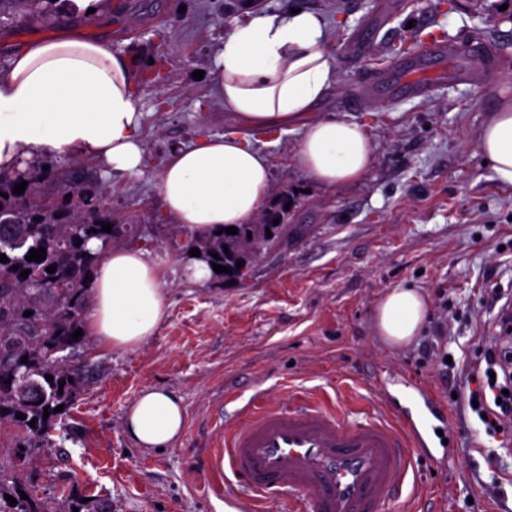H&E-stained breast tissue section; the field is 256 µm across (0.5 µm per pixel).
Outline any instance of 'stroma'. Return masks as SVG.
I'll use <instances>...</instances> for the list:
<instances>
[{
	"mask_svg": "<svg viewBox=\"0 0 512 512\" xmlns=\"http://www.w3.org/2000/svg\"><path fill=\"white\" fill-rule=\"evenodd\" d=\"M497 0H101L93 17L55 16L0 25V72L29 42L75 32L107 42L127 57L161 58L159 77L139 80L140 173H118L88 158L59 155L109 190L116 216L138 227L130 242L161 261L167 314L153 336L126 349L90 342L88 380L46 441L29 450L22 433L0 424V474L20 476L35 501L73 506L104 500L112 512H225L214 489V456L237 403L263 389L289 405L292 396L327 395L349 413H385L382 394L399 396L404 379L442 407L431 454L415 473L428 492L426 512H512V430L489 435L468 405L476 384L468 364L493 290L512 292V185L500 183L479 149L481 130L500 91L512 94V14ZM304 8L329 30L337 82L318 107L322 117L366 130L373 164L360 181L328 190L297 163L301 128L256 133L270 158L271 196L289 193L288 221L301 232L267 250L244 279L195 281L171 220L159 176L173 149L231 130L214 91V50L245 13ZM441 41H479L493 56L491 81L429 83L424 94H384L380 78L397 59ZM203 71L195 79L194 71ZM420 289L428 318L420 336L392 346L375 331L383 294ZM450 354L453 384L442 378ZM181 398L186 423L173 447H136L123 418L146 387ZM456 395H449V388Z\"/></svg>",
	"mask_w": 512,
	"mask_h": 512,
	"instance_id": "obj_1",
	"label": "stroma"
}]
</instances>
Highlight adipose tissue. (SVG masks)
Instances as JSON below:
<instances>
[{"mask_svg": "<svg viewBox=\"0 0 512 512\" xmlns=\"http://www.w3.org/2000/svg\"><path fill=\"white\" fill-rule=\"evenodd\" d=\"M214 65L217 94L236 128L172 151L160 175V193L173 223L201 232L253 223L271 187L269 157L251 141L256 131L303 127L298 162L323 187L353 183L368 173L373 147L364 128L316 114L337 79L321 14L303 9L235 21ZM135 84L126 56L78 33L18 52L0 73V170L34 158L73 155L118 172H140ZM479 146L498 181L512 185L511 97H502L491 112ZM162 278L160 262L142 251L103 252L84 319L87 334L112 349L153 335L168 307ZM426 313L418 290L389 289L376 307L377 334L391 345L409 343ZM184 425L180 399L156 387L144 388L124 419L128 436L145 449L172 447Z\"/></svg>", "mask_w": 512, "mask_h": 512, "instance_id": "ef3b65f1", "label": "adipose tissue"}]
</instances>
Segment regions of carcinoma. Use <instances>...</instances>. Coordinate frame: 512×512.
Masks as SVG:
<instances>
[{"mask_svg": "<svg viewBox=\"0 0 512 512\" xmlns=\"http://www.w3.org/2000/svg\"><path fill=\"white\" fill-rule=\"evenodd\" d=\"M66 0H0V18L26 20L34 13L53 15ZM50 169H44V166ZM57 180L50 160L25 162L9 173L0 171V422L20 429L32 448L42 440L60 413L59 405L69 407L84 387V370L72 361L76 351L87 345L88 336L73 333L83 328V313L91 303L89 285L101 255L122 247L132 237L133 225L120 223L114 216L102 183L83 181L70 184ZM27 182L24 193L13 188ZM71 198H65V195ZM288 194L270 203L258 221L236 225L237 233L220 235L210 231L191 238V247L200 250V259L237 269L248 268L271 248L287 225H273L269 214H285ZM111 232L102 231L105 224ZM272 228L266 236V228ZM82 240L76 244V240ZM100 241L99 251L87 243ZM46 249L45 260L28 261L32 248ZM229 252H224V248ZM220 259H215L214 255ZM18 269H13V266ZM55 272H47V267ZM28 276H20L25 270ZM31 316H24V312ZM27 362H22L23 356ZM53 380L46 381V376ZM64 386H59V383ZM50 412L43 418L44 412ZM22 418H17V415ZM35 425H30V421ZM19 482L5 490L0 479V512H66L55 502L37 503L19 496ZM14 497L12 506L4 495Z\"/></svg>", "mask_w": 512, "mask_h": 512, "instance_id": "carcinoma-1", "label": "carcinoma"}]
</instances>
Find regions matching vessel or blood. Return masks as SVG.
Masks as SVG:
<instances>
[{
	"mask_svg": "<svg viewBox=\"0 0 512 512\" xmlns=\"http://www.w3.org/2000/svg\"><path fill=\"white\" fill-rule=\"evenodd\" d=\"M437 59L431 72L418 61L400 67L399 83L409 92L446 79V66L464 58L469 75L489 80L488 52L480 43L436 42L419 52ZM432 399L422 395L413 410L392 419H349L324 400H300L283 408L256 391L224 429V448L216 465L224 472V499L251 500L252 512L287 497L288 512H388L399 500L414 502L406 491L414 459L427 447Z\"/></svg>",
	"mask_w": 512,
	"mask_h": 512,
	"instance_id": "b4317fda",
	"label": "vessel or blood"
}]
</instances>
